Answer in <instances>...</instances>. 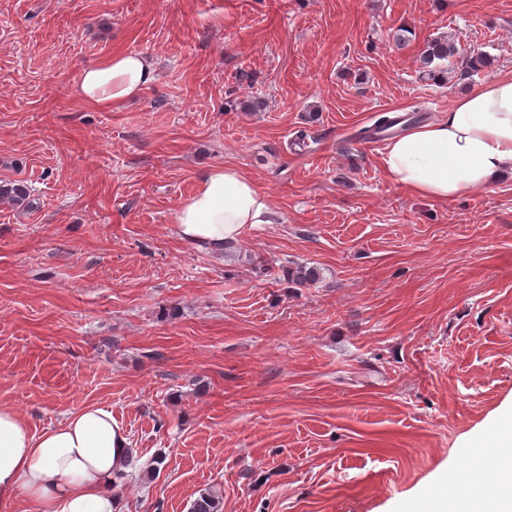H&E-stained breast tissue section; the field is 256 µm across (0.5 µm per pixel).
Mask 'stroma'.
<instances>
[{"label":"stroma","instance_id":"35a3bbf8","mask_svg":"<svg viewBox=\"0 0 512 512\" xmlns=\"http://www.w3.org/2000/svg\"><path fill=\"white\" fill-rule=\"evenodd\" d=\"M440 36L491 67L422 78ZM115 52L156 82L86 104L83 66ZM497 71L512 0H0V180L35 199L0 203V406L35 433L111 409L123 512L205 488L224 512L469 496L512 419V180L416 198L356 133L436 120ZM224 164L275 218L217 254L173 224ZM299 265L319 280L289 282Z\"/></svg>","mask_w":512,"mask_h":512}]
</instances>
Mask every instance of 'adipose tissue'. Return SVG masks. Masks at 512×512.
<instances>
[{
  "instance_id": "obj_1",
  "label": "adipose tissue",
  "mask_w": 512,
  "mask_h": 512,
  "mask_svg": "<svg viewBox=\"0 0 512 512\" xmlns=\"http://www.w3.org/2000/svg\"><path fill=\"white\" fill-rule=\"evenodd\" d=\"M157 79L151 56L112 54L81 71L88 104L119 105ZM379 166L392 186L419 198L453 201L512 179V74H497L455 97L440 119L390 140ZM270 196L238 167L207 170L175 211L177 237L213 251L241 237L246 226L269 223ZM129 440L110 409L82 408L41 434L16 410L0 406V507L19 500L38 512H121L117 478ZM469 512H512V433L493 471H470Z\"/></svg>"
}]
</instances>
